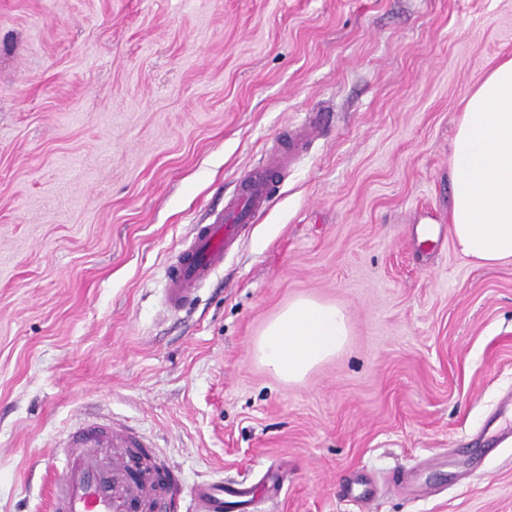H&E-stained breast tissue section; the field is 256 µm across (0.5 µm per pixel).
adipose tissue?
Instances as JSON below:
<instances>
[{"instance_id":"1","label":"adipose tissue","mask_w":512,"mask_h":512,"mask_svg":"<svg viewBox=\"0 0 512 512\" xmlns=\"http://www.w3.org/2000/svg\"><path fill=\"white\" fill-rule=\"evenodd\" d=\"M448 224L458 250L473 262H512V58L500 62L466 96L452 144ZM347 310L300 297L262 330L258 362L287 383L303 382L343 351Z\"/></svg>"}]
</instances>
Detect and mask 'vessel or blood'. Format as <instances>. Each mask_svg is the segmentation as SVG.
<instances>
[{
	"label": "vessel or blood",
	"instance_id": "obj_1",
	"mask_svg": "<svg viewBox=\"0 0 512 512\" xmlns=\"http://www.w3.org/2000/svg\"><path fill=\"white\" fill-rule=\"evenodd\" d=\"M315 125H303L280 148L240 175L234 195L210 223L197 225L193 236L164 271V301L168 310L181 311L224 266L226 254L243 230L264 211L272 188L292 160L311 140ZM143 442L133 433L101 423H85L69 442L56 448L58 461L52 512H173L189 498L191 512H224L223 484L184 485L173 470L149 465L141 486L120 482L135 466L133 449ZM108 449L99 458V449Z\"/></svg>",
	"mask_w": 512,
	"mask_h": 512
}]
</instances>
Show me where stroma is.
<instances>
[{"label": "stroma", "mask_w": 512, "mask_h": 512, "mask_svg": "<svg viewBox=\"0 0 512 512\" xmlns=\"http://www.w3.org/2000/svg\"><path fill=\"white\" fill-rule=\"evenodd\" d=\"M508 57L512 0H0V512H50L52 450L96 419L186 481L277 482L255 512H512V263L448 227L463 100ZM311 121L166 313L194 225ZM300 296L351 336L288 384L253 347Z\"/></svg>", "instance_id": "obj_1"}]
</instances>
